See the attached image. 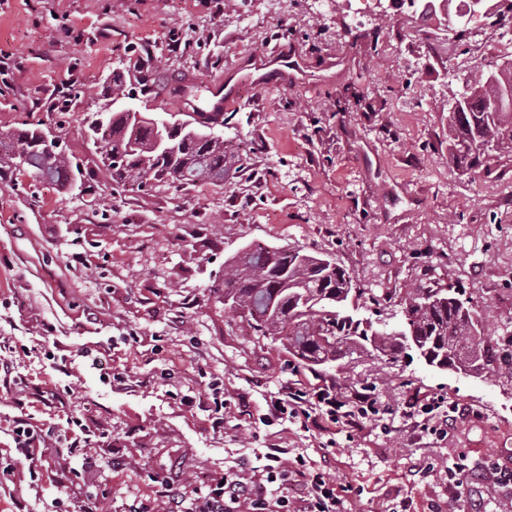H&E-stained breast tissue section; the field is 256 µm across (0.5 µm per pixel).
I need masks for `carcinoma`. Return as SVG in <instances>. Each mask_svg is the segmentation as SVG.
<instances>
[{
	"mask_svg": "<svg viewBox=\"0 0 512 512\" xmlns=\"http://www.w3.org/2000/svg\"><path fill=\"white\" fill-rule=\"evenodd\" d=\"M169 124V130L157 126L147 114L132 134L126 131L125 116L112 113L109 123L92 134L119 163L90 170L63 150L49 157L34 153L26 169H18L15 154L36 136L34 128L18 129L0 137V169L26 172L35 183L57 186L73 173L89 194L98 173L138 190L197 180L224 184V136L215 132L216 125L191 115L184 120L172 115ZM160 135L171 142L170 149L155 148ZM490 147L498 155L512 153V104L496 112H448V158L458 170L475 175L488 168ZM352 291L350 275L342 267H321L310 254L249 247L224 262L229 309L255 334L283 340L288 352L314 372L355 354L395 363L407 355L406 336L414 337L432 359L465 375H480L494 362L485 349L489 336L483 313L459 292L416 289L405 300L402 326L395 329L350 315L344 305Z\"/></svg>",
	"mask_w": 512,
	"mask_h": 512,
	"instance_id": "carcinoma-1",
	"label": "carcinoma"
}]
</instances>
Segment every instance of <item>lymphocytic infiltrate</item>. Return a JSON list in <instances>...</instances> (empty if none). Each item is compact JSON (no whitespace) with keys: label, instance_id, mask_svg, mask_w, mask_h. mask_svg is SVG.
Segmentation results:
<instances>
[{"label":"lymphocytic infiltrate","instance_id":"1","mask_svg":"<svg viewBox=\"0 0 512 512\" xmlns=\"http://www.w3.org/2000/svg\"><path fill=\"white\" fill-rule=\"evenodd\" d=\"M319 406L325 417L335 424L361 427L364 419L377 415L379 408L372 394L352 391L349 400L339 399L333 390L318 388L302 390L282 387L269 404L275 414L309 418L310 406ZM266 470L228 472L222 482L194 489L191 497L178 495L168 486H161L156 496L164 503V512H340L342 496L322 474L311 470L306 460L284 462L278 448L268 452ZM303 489L299 506L288 498L290 487Z\"/></svg>","mask_w":512,"mask_h":512}]
</instances>
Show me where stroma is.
Returning <instances> with one entry per match:
<instances>
[{
	"mask_svg": "<svg viewBox=\"0 0 512 512\" xmlns=\"http://www.w3.org/2000/svg\"><path fill=\"white\" fill-rule=\"evenodd\" d=\"M434 29L376 0H0V134L49 120L87 167L83 119L110 103L113 73L138 79L144 50L165 80L124 105L158 115L204 103L273 46L302 62L295 83L242 85L220 129L223 186L104 181L77 197L0 180V512L152 508L154 475L179 491L243 461L265 470L272 448L326 472L343 512H512V365L477 378L361 356L318 375L224 304L227 259L282 247L332 256L359 318L455 288L512 347V156L475 176L448 159L450 100L512 53ZM65 94L70 110L48 112ZM291 379L374 386L386 413L355 431L269 416ZM434 396L459 407L444 436L404 416ZM18 417L38 464L13 443ZM75 418L94 469L71 446Z\"/></svg>",
	"mask_w": 512,
	"mask_h": 512,
	"instance_id": "35a3bbf8",
	"label": "stroma"
}]
</instances>
